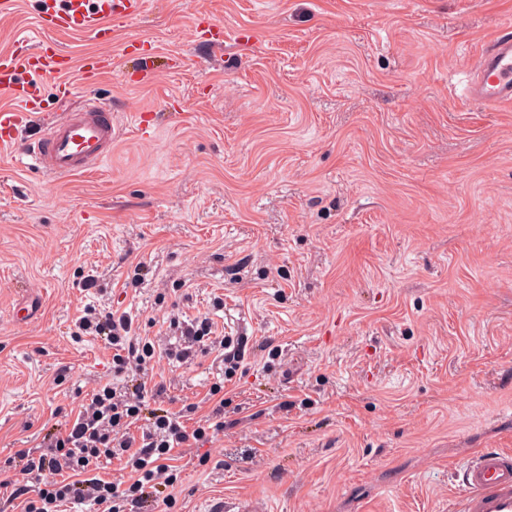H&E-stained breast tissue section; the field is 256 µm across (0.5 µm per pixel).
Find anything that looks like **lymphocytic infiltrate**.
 I'll use <instances>...</instances> for the list:
<instances>
[{
  "label": "lymphocytic infiltrate",
  "instance_id": "obj_1",
  "mask_svg": "<svg viewBox=\"0 0 512 512\" xmlns=\"http://www.w3.org/2000/svg\"><path fill=\"white\" fill-rule=\"evenodd\" d=\"M169 329L176 341L160 354L138 336L127 313L84 308L73 334L99 337L111 348L115 381L87 393L65 431L47 429L40 449H21L7 458L8 467L19 473L18 478L0 480L7 506L16 512H56L68 505L83 512H149L153 495L175 486L177 472L167 462L171 450L224 431V403L218 398L224 386L211 385L216 402L206 415H199L196 402L166 407L167 387L153 375L156 356L189 367L198 352L211 348L217 350L222 368L232 372L245 353L243 340L218 333L206 314L187 320L170 315ZM194 414L198 425L187 428L184 420ZM136 424L141 427L137 436L131 432ZM114 459L128 472L126 484L103 474L105 463Z\"/></svg>",
  "mask_w": 512,
  "mask_h": 512
}]
</instances>
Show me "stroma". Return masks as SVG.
<instances>
[{
  "mask_svg": "<svg viewBox=\"0 0 512 512\" xmlns=\"http://www.w3.org/2000/svg\"><path fill=\"white\" fill-rule=\"evenodd\" d=\"M40 17L19 0L0 49ZM508 25L512 0H146L110 42L59 36L111 54L81 96L118 130L80 175L0 155V464L111 381L71 334L85 305L156 336L185 284L248 343L223 435L173 450L154 512H458L470 454L512 448V110L468 95ZM214 359L167 371L171 396L206 399Z\"/></svg>",
  "mask_w": 512,
  "mask_h": 512,
  "instance_id": "1",
  "label": "stroma"
}]
</instances>
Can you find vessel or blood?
Segmentation results:
<instances>
[{"instance_id":"b4317fda","label":"vessel or blood","mask_w":512,"mask_h":512,"mask_svg":"<svg viewBox=\"0 0 512 512\" xmlns=\"http://www.w3.org/2000/svg\"><path fill=\"white\" fill-rule=\"evenodd\" d=\"M141 0H44L43 21L54 33L112 38V23L136 15ZM112 71V57H74L54 41L0 51V151L17 148L33 118L42 130L26 153L27 168L50 176L75 175L112 154L116 125L111 113L91 102L47 119L50 100L73 99L89 80ZM54 77L45 88L43 77ZM470 95L490 107L512 108V29H503L480 51ZM463 512H512V448H486L461 471Z\"/></svg>"}]
</instances>
